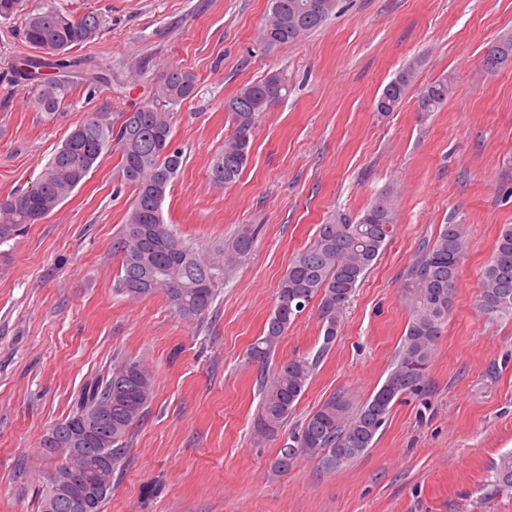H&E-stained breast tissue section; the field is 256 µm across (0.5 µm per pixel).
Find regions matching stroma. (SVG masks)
Masks as SVG:
<instances>
[{
	"label": "stroma",
	"instance_id": "35a3bbf8",
	"mask_svg": "<svg viewBox=\"0 0 512 512\" xmlns=\"http://www.w3.org/2000/svg\"><path fill=\"white\" fill-rule=\"evenodd\" d=\"M49 2L107 18L76 56L121 79L141 75L112 95L71 72L66 106L47 117L13 77V62L31 52L21 21L0 20V199L31 186L89 113L108 105L117 119L149 103L179 65L199 94L174 114L186 161L164 220L206 246L241 224L259 235L204 323L176 315L160 292L127 300L112 242L133 191L111 153L47 219L0 245V512H39V479L55 466L41 440L83 385L121 360L150 368L154 399L104 512H512V489H496L492 472L512 451V316L477 306L499 233L512 225V60L483 64L488 45L512 31V0H340L321 29L270 49L259 41L268 0H29ZM415 58L406 98L380 115L383 87ZM276 70L287 98L260 118L240 179L212 185L210 161L231 132L225 100ZM449 73L453 95L421 118L417 94ZM384 193L397 210L390 242L331 346L314 303L281 340L272 366L320 361L288 422L258 433L261 367L248 349L280 278L320 224ZM447 223L468 225L470 243L424 390L403 396L374 446L336 473L307 457L273 473L289 432L331 394L361 401L384 382L408 323L407 271Z\"/></svg>",
	"mask_w": 512,
	"mask_h": 512
}]
</instances>
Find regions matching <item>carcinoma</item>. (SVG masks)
<instances>
[{
    "instance_id": "1",
    "label": "carcinoma",
    "mask_w": 512,
    "mask_h": 512,
    "mask_svg": "<svg viewBox=\"0 0 512 512\" xmlns=\"http://www.w3.org/2000/svg\"><path fill=\"white\" fill-rule=\"evenodd\" d=\"M338 2L269 0L261 43L274 48L300 39L322 26L335 13ZM24 6L26 0H0V18H13L24 12ZM105 24L100 14L89 12L75 18L50 4L24 12L23 35L34 53L16 61L15 70L19 79L36 88L32 98L35 111L51 117L65 103L72 91L69 72L86 66L85 60L71 58L69 53L94 39ZM485 57L491 59L492 69L511 58L512 35L506 33L492 42ZM417 67L416 61L407 63L387 83L395 90L388 111L396 110L405 99ZM197 89L194 72L172 67L155 85L153 102L122 113L120 123L113 122L107 112L92 113L53 151L30 187L0 200V244L51 215L115 149L120 156L119 176L134 189L123 231L112 243V252L120 258L117 292L129 300L161 292L180 317L204 320L219 288L237 263L252 252L257 228L242 224L231 238L210 251L185 241L164 222L163 204L185 162L182 150L173 143L174 110L194 97ZM454 89L450 75L429 83L417 97V112L425 118L439 110ZM288 92V79L273 71L224 102L232 130L210 164L208 174L213 183L229 185L239 179L249 162L259 116ZM394 224V202L382 194L354 218L338 213L319 225L313 242L295 255L280 278L273 310L262 336L252 344L249 358L267 365L296 318L314 300L318 301L323 348H328L342 325L346 304L391 237ZM468 245V225L445 224L422 249L404 283L403 298L409 308L406 333L382 385L362 403L345 391L330 395L288 437L271 463L272 471L284 473L300 456L307 455L319 458L321 468L334 473L373 447L396 402L425 387ZM478 303L490 317L512 316V225L503 227L497 238ZM319 359L318 355L297 356L270 374H260L258 432L272 431L288 421ZM153 397L149 369L138 361H122L103 376L87 381L68 417L54 425L56 438L41 441L42 454L57 460L53 472L65 471L74 448L66 433L69 422L78 416L112 411V420L80 444L85 455L104 454L110 459L105 474L107 492L100 495L96 512H103L123 473L126 438ZM493 478L497 487L512 489V453L500 458ZM39 508L40 512H72L61 483L45 481Z\"/></svg>"
}]
</instances>
